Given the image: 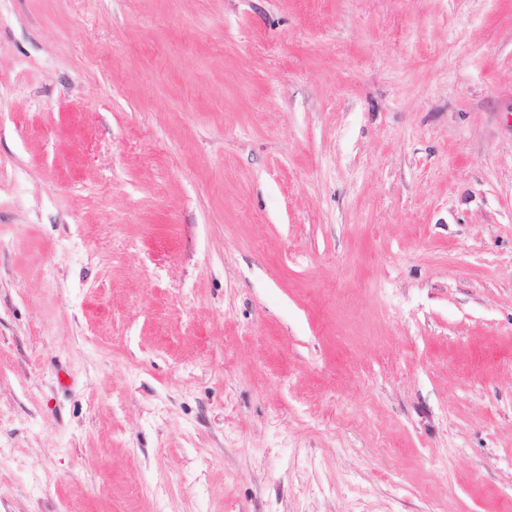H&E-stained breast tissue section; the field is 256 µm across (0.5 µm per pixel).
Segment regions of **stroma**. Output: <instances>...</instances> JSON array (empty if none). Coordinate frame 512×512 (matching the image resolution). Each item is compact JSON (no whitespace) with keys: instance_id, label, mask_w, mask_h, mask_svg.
I'll use <instances>...</instances> for the list:
<instances>
[{"instance_id":"stroma-1","label":"stroma","mask_w":512,"mask_h":512,"mask_svg":"<svg viewBox=\"0 0 512 512\" xmlns=\"http://www.w3.org/2000/svg\"><path fill=\"white\" fill-rule=\"evenodd\" d=\"M0 512H512V0H0Z\"/></svg>"}]
</instances>
